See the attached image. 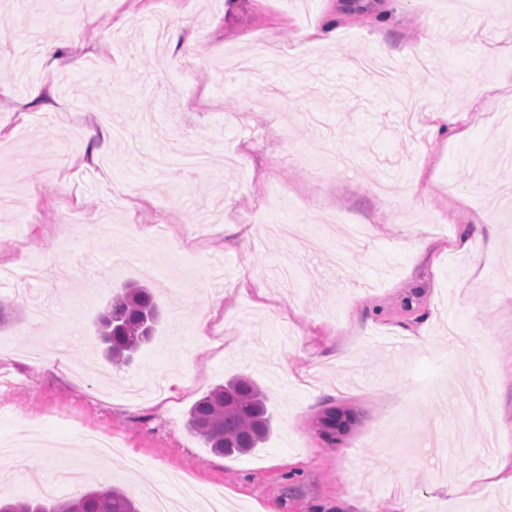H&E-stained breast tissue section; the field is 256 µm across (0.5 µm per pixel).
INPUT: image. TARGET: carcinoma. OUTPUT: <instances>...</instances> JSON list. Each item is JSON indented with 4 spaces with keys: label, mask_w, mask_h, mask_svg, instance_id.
<instances>
[{
    "label": "carcinoma",
    "mask_w": 512,
    "mask_h": 512,
    "mask_svg": "<svg viewBox=\"0 0 512 512\" xmlns=\"http://www.w3.org/2000/svg\"><path fill=\"white\" fill-rule=\"evenodd\" d=\"M159 312L154 294L131 287L112 302L99 319V332L109 360L126 365L152 336ZM352 422L348 411L332 409L322 418L329 434L344 432ZM188 425L219 456L243 455L266 442L272 418L260 386L247 376L233 377L193 403ZM0 512H138L122 490H91L76 500L51 504L30 498L0 501Z\"/></svg>",
    "instance_id": "1"
}]
</instances>
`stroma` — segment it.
Masks as SVG:
<instances>
[{"label": "stroma", "mask_w": 512, "mask_h": 512, "mask_svg": "<svg viewBox=\"0 0 512 512\" xmlns=\"http://www.w3.org/2000/svg\"><path fill=\"white\" fill-rule=\"evenodd\" d=\"M156 8L106 0L50 69L32 45L53 39L67 0H0L16 19L0 26V176L16 185L0 204V270L13 273L0 285V441L44 442L18 449L0 497L73 467L81 482L62 497L105 482L139 512L146 489L187 481L235 512H512L484 477L512 449V223L498 220L512 206V126L498 122L512 0H169L160 44ZM326 24L335 43L312 36ZM188 55L189 90L160 84L164 62ZM350 57L411 78L379 85ZM13 58L46 96L28 97ZM411 106L467 136L412 134ZM481 213V246L457 251ZM120 224L170 237L147 246ZM132 282L153 289L161 319L110 367L97 317ZM204 319L222 350L200 344ZM236 375L264 390L273 432L222 457L188 411ZM333 408L354 421L330 437ZM82 426L111 436L112 461Z\"/></svg>", "instance_id": "35a3bbf8"}]
</instances>
